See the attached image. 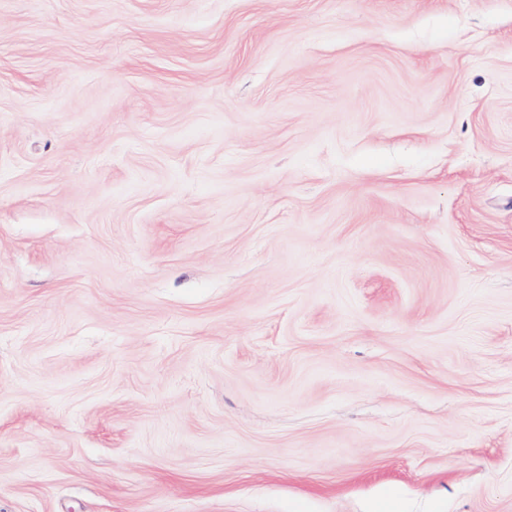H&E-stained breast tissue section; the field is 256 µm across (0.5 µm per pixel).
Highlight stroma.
Instances as JSON below:
<instances>
[{"instance_id": "1", "label": "stroma", "mask_w": 512, "mask_h": 512, "mask_svg": "<svg viewBox=\"0 0 512 512\" xmlns=\"http://www.w3.org/2000/svg\"><path fill=\"white\" fill-rule=\"evenodd\" d=\"M0 512H512V0H0Z\"/></svg>"}]
</instances>
